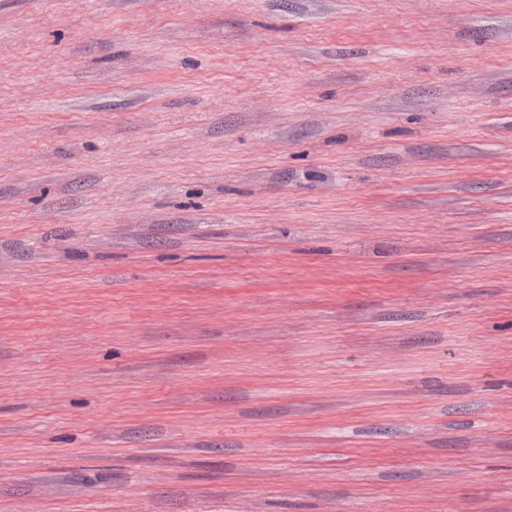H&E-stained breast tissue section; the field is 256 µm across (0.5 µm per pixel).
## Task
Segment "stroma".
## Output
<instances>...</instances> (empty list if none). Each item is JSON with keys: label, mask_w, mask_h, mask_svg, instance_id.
<instances>
[{"label": "stroma", "mask_w": 512, "mask_h": 512, "mask_svg": "<svg viewBox=\"0 0 512 512\" xmlns=\"http://www.w3.org/2000/svg\"><path fill=\"white\" fill-rule=\"evenodd\" d=\"M0 512H512V0H0Z\"/></svg>", "instance_id": "1"}]
</instances>
